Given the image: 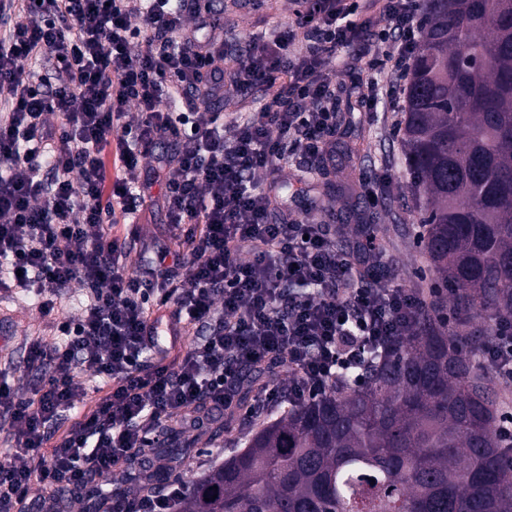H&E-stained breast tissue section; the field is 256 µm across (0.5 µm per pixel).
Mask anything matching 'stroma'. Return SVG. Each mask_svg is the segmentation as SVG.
Here are the masks:
<instances>
[{"mask_svg":"<svg viewBox=\"0 0 512 512\" xmlns=\"http://www.w3.org/2000/svg\"><path fill=\"white\" fill-rule=\"evenodd\" d=\"M212 7L224 21L225 41L235 47L245 44L251 34L270 33L294 24L298 4L297 0H266L261 10L254 11L244 6L242 0H212ZM331 67L336 73L337 110L350 115L349 123L338 125L336 141L359 140L360 145L353 158L355 171L383 167L392 177V185L385 198L372 208L378 223L391 229L390 235L382 241L393 260L390 275L406 287H421L424 278L419 272L421 261L414 247L419 231V210L412 196L409 178L401 165L400 140L389 134L394 115L362 110L357 88L366 84L368 72L354 53L337 58ZM264 102L263 86L240 92L228 85L224 88L223 96L212 98L211 108L223 113L225 120L229 121L237 113L259 111ZM331 169L330 160L319 162L313 178L308 181L300 179L295 167L282 171V182L292 187L289 198L293 205L299 207L305 219L323 224L327 221L329 210H345L356 202V195L351 193L331 201L322 196L320 185L323 175ZM166 223L164 211L158 208L149 209L140 217L138 236L132 241L126 259L128 270H136L148 261L150 254L144 250V243L157 241L170 244ZM86 302L85 288L76 284L67 289L56 314L45 315L36 307L34 298L22 293L0 292V329L7 331L6 336L0 339V365L8 362L16 368H23L26 342L38 337L54 340L57 319L77 314Z\"/></svg>","mask_w":512,"mask_h":512,"instance_id":"stroma-1","label":"stroma"}]
</instances>
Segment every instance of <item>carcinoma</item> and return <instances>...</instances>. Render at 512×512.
Wrapping results in <instances>:
<instances>
[{"instance_id":"carcinoma-1","label":"carcinoma","mask_w":512,"mask_h":512,"mask_svg":"<svg viewBox=\"0 0 512 512\" xmlns=\"http://www.w3.org/2000/svg\"><path fill=\"white\" fill-rule=\"evenodd\" d=\"M422 40L400 130L419 236L459 331L426 307L413 334L311 402L251 431L245 448L195 482L179 512H512V467L496 433L500 395L475 364L512 317V0H422ZM323 183L350 190L353 149ZM382 225L356 206L338 219ZM173 436L136 461L156 486L188 453Z\"/></svg>"}]
</instances>
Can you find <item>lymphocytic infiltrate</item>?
Listing matches in <instances>:
<instances>
[{"label":"lymphocytic infiltrate","mask_w":512,"mask_h":512,"mask_svg":"<svg viewBox=\"0 0 512 512\" xmlns=\"http://www.w3.org/2000/svg\"><path fill=\"white\" fill-rule=\"evenodd\" d=\"M355 9L313 0L292 27L231 52L197 0H0V288L34 295L46 314L72 283L89 297L57 321L55 342L27 343L29 389L15 367L0 369L13 447L0 462V512H47L61 486L81 496L173 427L196 435L220 413L245 421L313 400L368 348L411 333L427 302L378 276L376 241L359 235L338 249L328 225L278 199L285 159H322L336 134L327 65L354 44ZM375 36L387 50L367 65L390 80L367 84L363 106L376 111L384 94L402 111L422 38L417 0H386ZM228 79L240 91L265 83L261 110L229 124L209 111ZM174 96L177 112L164 105ZM162 140L173 146L158 165L178 248H157L133 275L117 226L150 197L139 151ZM170 316L197 332L171 362L177 334L148 331ZM482 362L512 385L511 318ZM248 367L269 379L245 409ZM80 373L112 388L69 423ZM187 490L176 478L159 493L101 501L106 512H176Z\"/></svg>","instance_id":"obj_1"}]
</instances>
